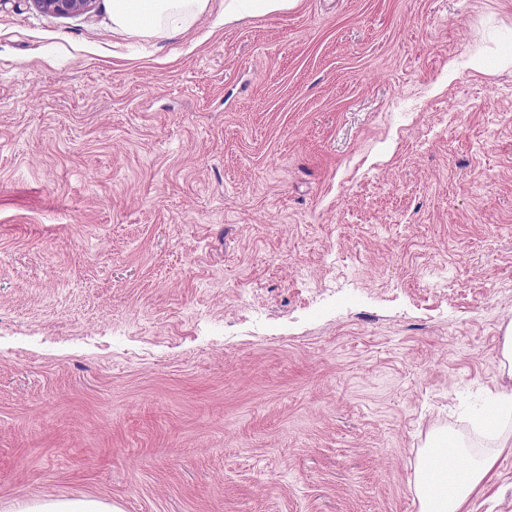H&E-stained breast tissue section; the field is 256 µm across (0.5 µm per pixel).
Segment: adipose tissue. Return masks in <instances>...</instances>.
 I'll return each mask as SVG.
<instances>
[{"label": "adipose tissue", "mask_w": 512, "mask_h": 512, "mask_svg": "<svg viewBox=\"0 0 512 512\" xmlns=\"http://www.w3.org/2000/svg\"><path fill=\"white\" fill-rule=\"evenodd\" d=\"M211 0H109L115 27L139 34L175 33L205 15ZM497 448L475 461H466V448L436 434L422 454L414 494L419 512H474V500L487 490L499 453L512 447V438L498 436Z\"/></svg>", "instance_id": "obj_1"}]
</instances>
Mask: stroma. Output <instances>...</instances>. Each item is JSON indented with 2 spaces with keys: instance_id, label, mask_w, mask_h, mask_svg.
Instances as JSON below:
<instances>
[{
  "instance_id": "1",
  "label": "stroma",
  "mask_w": 512,
  "mask_h": 512,
  "mask_svg": "<svg viewBox=\"0 0 512 512\" xmlns=\"http://www.w3.org/2000/svg\"><path fill=\"white\" fill-rule=\"evenodd\" d=\"M222 10L0 0V512H418L432 432L494 447L512 0ZM41 12L58 17H77L90 13L96 0H31ZM115 27L139 34L176 33L210 10L211 0H108ZM19 512H121L112 504L92 498H48L26 504Z\"/></svg>"
}]
</instances>
